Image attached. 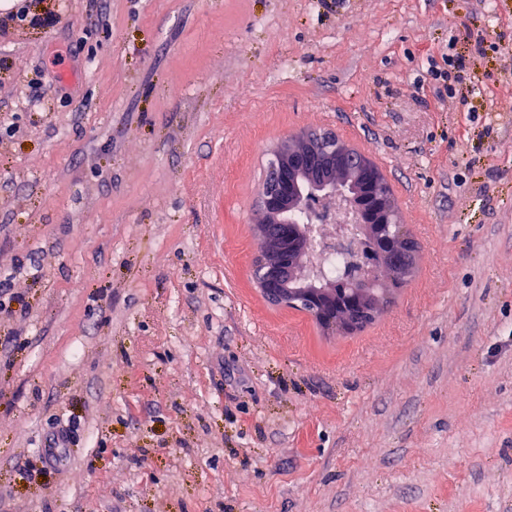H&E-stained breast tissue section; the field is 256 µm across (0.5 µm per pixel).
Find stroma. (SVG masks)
Listing matches in <instances>:
<instances>
[{"label":"stroma","mask_w":512,"mask_h":512,"mask_svg":"<svg viewBox=\"0 0 512 512\" xmlns=\"http://www.w3.org/2000/svg\"><path fill=\"white\" fill-rule=\"evenodd\" d=\"M24 3L57 20L0 38V512H512V0ZM317 128L417 244L352 334L253 282L270 153Z\"/></svg>","instance_id":"1"}]
</instances>
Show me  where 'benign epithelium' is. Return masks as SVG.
<instances>
[{
	"mask_svg": "<svg viewBox=\"0 0 512 512\" xmlns=\"http://www.w3.org/2000/svg\"><path fill=\"white\" fill-rule=\"evenodd\" d=\"M368 166L369 157L331 131H305L290 136L273 151L268 180L263 186L261 216L253 228L257 242L254 283L269 303L300 309L325 327L340 332L355 330L361 316L375 306L372 289L357 283L343 289L338 302L332 287L274 288L268 277L275 260V240L269 225L289 224L293 210L310 206L320 196L336 195L338 181L350 192L352 217L361 224L362 235H378L379 248L389 260L383 270L391 278L399 274L413 240L385 231L396 206L384 189L385 183L373 179L363 187L358 185V169Z\"/></svg>",
	"mask_w": 512,
	"mask_h": 512,
	"instance_id": "1",
	"label": "benign epithelium"
}]
</instances>
